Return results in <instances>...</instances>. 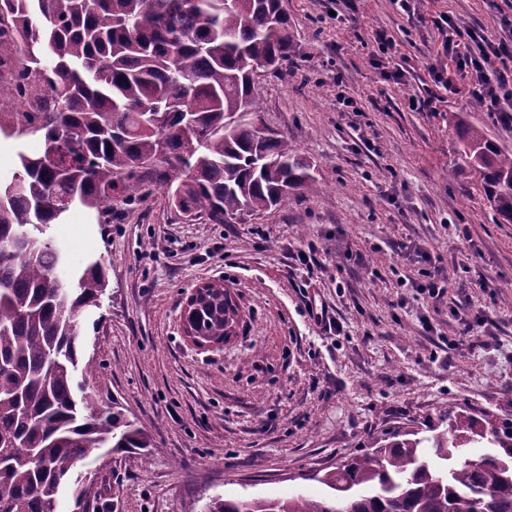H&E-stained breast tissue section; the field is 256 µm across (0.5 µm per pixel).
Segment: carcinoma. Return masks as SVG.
Instances as JSON below:
<instances>
[{"label":"carcinoma","instance_id":"carcinoma-1","mask_svg":"<svg viewBox=\"0 0 512 512\" xmlns=\"http://www.w3.org/2000/svg\"><path fill=\"white\" fill-rule=\"evenodd\" d=\"M281 0H0V54L16 67L0 107V135L40 141L0 176V501L8 512H57L64 494L87 502L76 464L108 448L150 445L122 411L76 396L79 321L99 306V260L56 276L63 255L45 237L73 207L112 220L146 187L166 190L186 219L227 224L244 212L318 191L314 165L283 135L257 124V78L294 52ZM164 112L161 128L142 124ZM461 160L486 180L488 200L512 223V153L485 133L460 131ZM239 306L224 285L199 291L185 321L202 342L237 335ZM449 429L375 441L325 473L334 497L221 499L206 512H512V420L446 414ZM487 440L497 451L469 457Z\"/></svg>","mask_w":512,"mask_h":512}]
</instances>
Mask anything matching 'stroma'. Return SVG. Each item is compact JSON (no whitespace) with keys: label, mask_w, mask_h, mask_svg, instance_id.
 I'll return each mask as SVG.
<instances>
[{"label":"stroma","mask_w":512,"mask_h":512,"mask_svg":"<svg viewBox=\"0 0 512 512\" xmlns=\"http://www.w3.org/2000/svg\"><path fill=\"white\" fill-rule=\"evenodd\" d=\"M296 51L257 80L261 118L313 162L322 187L227 224L188 222L152 187L112 221L72 208L49 236L71 267H109L99 307L82 318L84 380L151 440L96 451L76 471L98 490L86 512H203L212 498L327 494L333 470L377 439L447 428L457 407L512 420V223L496 218L482 178L460 159L474 126L512 152L455 72L433 86L445 13L496 33L512 0H282ZM392 37L391 54L378 49ZM403 68L396 82L391 74ZM315 243L307 275L295 254ZM420 248L453 281L439 300L400 285ZM221 282L241 310L237 336L199 349L183 336L187 295ZM324 304V323L306 309Z\"/></svg>","instance_id":"1"}]
</instances>
